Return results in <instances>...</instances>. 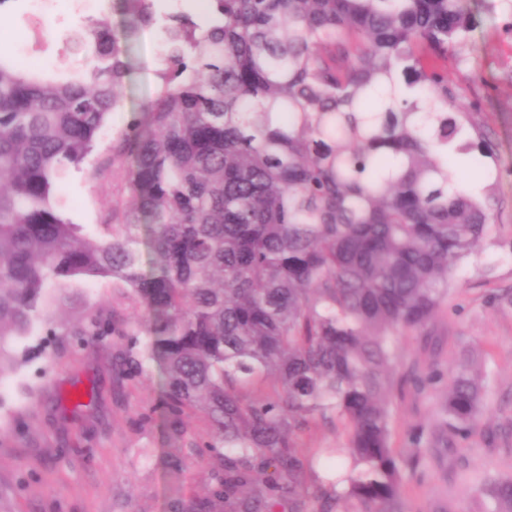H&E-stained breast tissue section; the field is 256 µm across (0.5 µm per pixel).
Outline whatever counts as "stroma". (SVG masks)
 <instances>
[{
  "label": "stroma",
  "mask_w": 512,
  "mask_h": 512,
  "mask_svg": "<svg viewBox=\"0 0 512 512\" xmlns=\"http://www.w3.org/2000/svg\"><path fill=\"white\" fill-rule=\"evenodd\" d=\"M473 20L460 59L448 62L458 98L474 109L490 130L494 195L501 208L498 232L479 257L462 263L448 302L428 336L399 337L402 365L448 371L460 346H469L484 380L479 427L465 449H429L422 480L409 481L410 512H477L475 485L487 473H512V308L494 304L495 295L512 291V0H466ZM25 0H12L13 17L0 43L21 48L25 66L41 69L82 67V55L65 51L64 35L80 30L73 0H47L43 28L34 31L24 14ZM159 30L145 28L133 39L135 71L126 90L125 111L113 113L93 153L105 158L126 118L154 95ZM122 174L105 171L96 180L73 172L68 213L94 232L108 223ZM118 305L123 335L80 343L69 330L99 301ZM53 315L59 335L41 333L14 347V364L0 373V512H170L174 501H208L212 463L202 460L173 468L170 456L189 447L206 420L184 421L186 436H176L162 403L157 367L119 379L142 311L111 282L69 288ZM441 399L438 390L407 392L395 401L393 444L406 445L408 431L430 426Z\"/></svg>",
  "instance_id": "1"
}]
</instances>
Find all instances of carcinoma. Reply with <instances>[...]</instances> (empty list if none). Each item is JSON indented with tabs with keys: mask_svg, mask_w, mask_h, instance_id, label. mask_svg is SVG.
Returning <instances> with one entry per match:
<instances>
[{
	"mask_svg": "<svg viewBox=\"0 0 512 512\" xmlns=\"http://www.w3.org/2000/svg\"><path fill=\"white\" fill-rule=\"evenodd\" d=\"M118 2L123 29L104 0L65 36L85 59L76 72L0 52V372L14 340L51 320L50 291L109 280L147 313L120 373L161 367L179 436L205 411L195 450L217 461L224 512H271L284 493L291 512H408L407 477L435 442L470 438L483 402L465 358L446 375L395 371L396 340L426 335L495 228L493 185L481 200L454 188L490 157L448 80L465 0H203L210 26L162 0ZM159 22L154 97L91 165L123 168V196L88 235L65 180L124 107L128 40ZM116 332L91 307L73 335ZM443 380L433 428L394 447L392 396ZM317 422L346 443L299 448ZM325 456L346 467L324 481ZM477 494L483 512H512V475Z\"/></svg>",
	"mask_w": 512,
	"mask_h": 512,
	"instance_id": "cac0c4a2",
	"label": "carcinoma"
}]
</instances>
